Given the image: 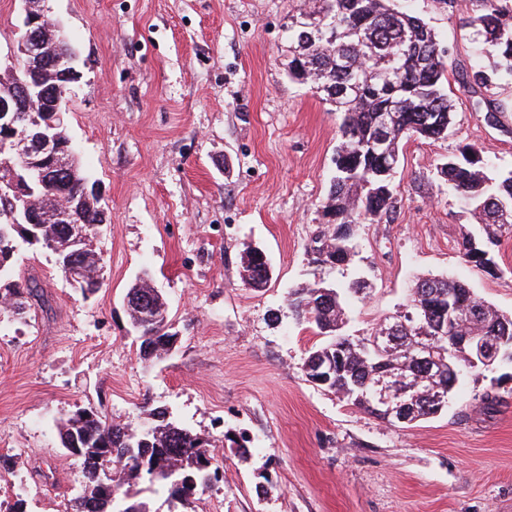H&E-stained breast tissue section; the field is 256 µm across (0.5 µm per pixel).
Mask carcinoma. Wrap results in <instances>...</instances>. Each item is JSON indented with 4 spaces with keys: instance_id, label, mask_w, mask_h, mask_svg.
Returning a JSON list of instances; mask_svg holds the SVG:
<instances>
[{
    "instance_id": "obj_1",
    "label": "carcinoma",
    "mask_w": 512,
    "mask_h": 512,
    "mask_svg": "<svg viewBox=\"0 0 512 512\" xmlns=\"http://www.w3.org/2000/svg\"><path fill=\"white\" fill-rule=\"evenodd\" d=\"M480 8L469 15L467 24L480 45L479 55L493 60L491 69L479 65L463 78L468 93L491 86L496 75L512 76V0H477ZM434 31L421 18L394 7V0H301L288 23V74L320 94L341 116L340 144L334 160L335 174L324 213L336 224L333 233L320 241V262L332 255L330 267L341 269L352 256L353 226L378 224L393 208L391 167L399 157L403 141L413 137L439 139L448 132L453 103L445 86V54ZM54 112L50 99L37 103V111L23 113V121L43 127ZM459 201L470 208L482 224L486 240L480 244L464 238L460 248L463 262L479 269L494 265L485 245H495L512 232V170L492 171L484 162L482 149L467 145L461 157L439 167ZM86 173L77 164L58 183L32 187V197L43 210L67 205L69 224H42L30 235L28 224H14L6 203L0 199V322L28 323L36 308L46 304L42 285L34 277L16 273L23 249H46L52 239L68 246L74 260L88 272L79 285L84 296L102 285L100 255L93 248L97 229L109 222L99 196L84 183ZM241 279L253 288L267 284L246 248ZM366 285L354 281L346 292L323 279L290 293L289 305L300 322L314 324L326 337L307 358L336 364V371L324 388L355 407L391 424L388 406L374 396L381 366L369 345L370 336L354 338L344 333L349 322L348 297ZM148 294V306L130 309L138 321L139 357L152 362L161 357L162 321L167 303L159 293ZM475 308L478 313L448 327L444 349L430 355L426 365L408 360L406 353L420 344V337L433 335L434 326L448 309V299ZM404 322L388 356L389 367L412 387L404 395L408 422L430 418L442 407L434 401L439 394L452 395L462 372L475 369L469 352L453 347V338L469 334L477 339L499 335L512 340V316L503 314L478 299L467 282L426 276L411 288L406 311L394 317ZM148 428L137 430L117 423L92 406L79 407L57 425L60 445L75 444L84 450L79 459L83 480L72 499V512H149L133 501L142 479L150 490L168 501L188 503L204 486L205 476L218 472L213 442L170 420L165 410L145 408ZM175 471V478L152 475L153 469Z\"/></svg>"
}]
</instances>
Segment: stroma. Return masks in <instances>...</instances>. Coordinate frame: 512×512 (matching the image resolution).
<instances>
[{"label": "stroma", "instance_id": "obj_1", "mask_svg": "<svg viewBox=\"0 0 512 512\" xmlns=\"http://www.w3.org/2000/svg\"><path fill=\"white\" fill-rule=\"evenodd\" d=\"M45 5L78 53L69 129L110 222L94 240L105 267L93 296L69 284L51 252L18 262L52 308L0 332V455L26 462L0 468V499L69 512L82 477L58 423L92 406L137 426L148 406L215 441L222 473L185 506L140 494L148 512H512V364L467 370L446 409L391 425L307 380L303 364L323 338L288 308L290 291L316 279L366 281L347 326L364 336L404 311L416 277L448 275L512 314V235L493 247L494 268L465 264L459 244L482 230L437 173L468 143L493 169H512V76L474 94L460 87L479 61L466 12L397 0L449 50L455 120L447 137L404 144L394 209L357 225L339 272L313 251L333 231L323 204L339 119L288 77L298 0ZM491 100L502 106L492 124ZM249 246L272 266L260 290L239 275ZM144 274L180 334L173 353L147 363L125 304Z\"/></svg>", "mask_w": 512, "mask_h": 512}]
</instances>
